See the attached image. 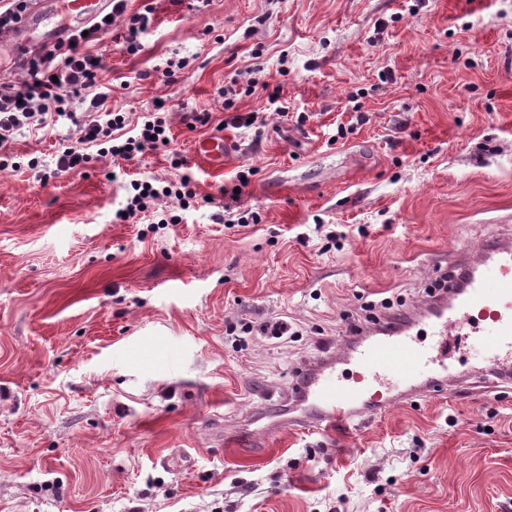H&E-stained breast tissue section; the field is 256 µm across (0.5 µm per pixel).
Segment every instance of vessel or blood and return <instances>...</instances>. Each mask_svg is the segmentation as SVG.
I'll list each match as a JSON object with an SVG mask.
<instances>
[{
  "label": "vessel or blood",
  "mask_w": 512,
  "mask_h": 512,
  "mask_svg": "<svg viewBox=\"0 0 512 512\" xmlns=\"http://www.w3.org/2000/svg\"><path fill=\"white\" fill-rule=\"evenodd\" d=\"M107 4L66 0L61 17L50 7L29 10L14 25L5 49L20 55L39 40L57 44L89 25ZM195 151L209 166L223 168V135L199 141ZM458 264L466 268V279L449 282L446 300L425 312V335L415 332L414 322H386L373 335L344 344L334 361L312 374L301 388L307 407L295 417L296 428L332 433L356 417L454 387L461 374L448 355V338L462 330L477 366L496 370L512 365V241L500 238L461 250Z\"/></svg>",
  "instance_id": "1"
}]
</instances>
